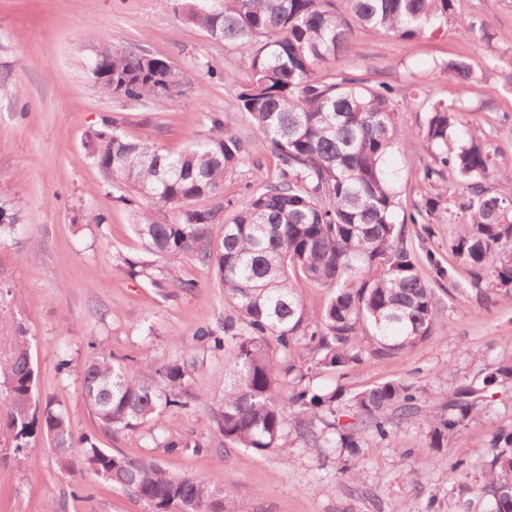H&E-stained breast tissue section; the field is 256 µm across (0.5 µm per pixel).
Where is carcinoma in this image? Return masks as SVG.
<instances>
[{
  "instance_id": "1",
  "label": "carcinoma",
  "mask_w": 512,
  "mask_h": 512,
  "mask_svg": "<svg viewBox=\"0 0 512 512\" xmlns=\"http://www.w3.org/2000/svg\"><path fill=\"white\" fill-rule=\"evenodd\" d=\"M206 35L237 50L249 72L236 93V105L277 160L267 177L253 164L252 190L210 208L202 197L224 196V182L249 165V142L224 127V115L207 116V133L173 153L150 140L118 133V119L107 116L88 135L89 157L112 188L143 201L133 230L148 259L124 258L128 272L156 284L164 273L177 287L195 283L177 275L175 262L195 258L224 288L236 315L220 329L201 326L195 336L224 351L229 364L223 396L209 403L210 421L222 438L257 452L288 451L287 407L302 414L296 435L318 448H341L350 468L365 447V432L393 436L398 421H418L428 430L429 448L447 459L448 438L494 405L497 390L512 383V357L494 360L448 390V402L435 411L422 389L405 379L374 382L348 391L339 384L324 391L298 375L284 405L279 375L297 371L288 360L295 344L306 341L314 368L344 380L368 357L406 353L430 339L437 327V292L450 299L463 293L454 267L426 253L430 277L422 268L406 225L468 224L450 241L451 253L469 267L476 294L512 298V176L494 190L485 186L492 167L485 145L458 125L460 108L424 98L426 120L420 138L430 157L424 179L447 182L454 174L462 191L442 192L401 210L384 161L405 134L395 88L371 85L359 75L319 69L358 33L406 41L448 29L455 0H159ZM461 84L479 82L466 57L438 64ZM88 74L108 96L172 104L190 81L171 64L137 49H112L104 40L90 47ZM175 216H170V213ZM19 202L0 203V243L20 230ZM330 290L320 309L310 308L296 276ZM15 352L3 372L10 411L5 428L10 459L26 463L29 449L48 440L62 467L79 462L101 480L142 500L149 512H209L232 496L220 475L173 476L156 464L101 448L74 436L68 415L50 397L32 404L38 386L26 332L14 337ZM192 365L175 360L143 381L125 358L96 351L82 373L85 402L108 431L148 437L169 452L188 443L165 433L162 414L183 406L190 392ZM323 428H314L315 421ZM453 467L480 473L478 494L485 512H512V430L494 433L487 459L478 464L459 454Z\"/></svg>"
}]
</instances>
